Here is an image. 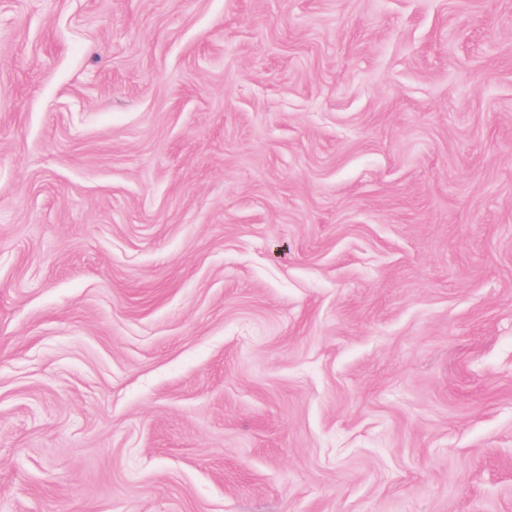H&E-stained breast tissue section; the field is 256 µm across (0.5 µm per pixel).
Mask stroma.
<instances>
[{"instance_id":"stroma-1","label":"stroma","mask_w":512,"mask_h":512,"mask_svg":"<svg viewBox=\"0 0 512 512\" xmlns=\"http://www.w3.org/2000/svg\"><path fill=\"white\" fill-rule=\"evenodd\" d=\"M0 512H512V0H0Z\"/></svg>"}]
</instances>
